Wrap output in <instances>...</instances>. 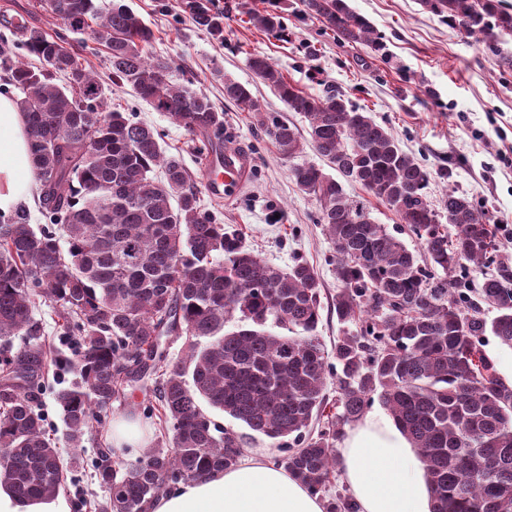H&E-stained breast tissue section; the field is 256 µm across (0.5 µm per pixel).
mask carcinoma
<instances>
[{"mask_svg": "<svg viewBox=\"0 0 512 512\" xmlns=\"http://www.w3.org/2000/svg\"><path fill=\"white\" fill-rule=\"evenodd\" d=\"M43 2L68 30H90L109 49L112 79L198 137L199 152L222 140L224 110L175 83L171 60L147 56L153 32L121 0L104 11L94 0ZM301 2L337 41L384 52L347 0ZM266 3L261 10L243 4L242 14L288 39L281 0ZM421 3L491 49L500 33L512 32L503 0ZM182 10L195 28L224 41V15L212 0H182ZM0 27V94L16 98L27 117L45 220L33 227L23 206L0 214V342L38 334L37 301L57 306L62 335L78 338L74 378L54 392L73 448L124 388L150 379L167 423L165 441L134 461L114 464L100 453L95 471L108 498L98 512H147L166 489L238 463L242 436L213 420L203 402L273 440L278 463L324 492L341 469L336 442L344 426L376 399L422 457L432 512H512V383L481 350L489 333L512 349V267L475 200L450 190L435 209L431 171L365 109L334 89L304 94L269 58L249 57L288 111L307 119L309 142L341 176L313 164L291 170L298 190L318 203L333 249L340 288L332 307L341 328L329 353L317 332L322 283L312 266L274 267L226 232L180 157L165 153L160 132L104 106L69 41L22 19L1 18ZM57 74L66 87L53 83ZM224 99L253 114L281 159L301 152L297 129L262 112L244 84L224 77ZM345 181L388 205L425 258L374 223ZM442 213L455 227L451 237L447 223L436 222ZM472 265L496 266L480 292L498 309L490 322L463 288ZM178 339L186 355L173 360L166 343ZM42 362L37 343L0 358V448L7 450L0 486L21 499L52 497L75 482L38 408ZM331 379L340 412L315 432ZM326 512L356 510L338 491Z\"/></svg>", "mask_w": 512, "mask_h": 512, "instance_id": "cac0c4a2", "label": "carcinoma"}]
</instances>
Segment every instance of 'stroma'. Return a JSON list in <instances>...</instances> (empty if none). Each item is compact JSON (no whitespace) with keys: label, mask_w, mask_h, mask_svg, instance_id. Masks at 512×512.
<instances>
[{"label":"stroma","mask_w":512,"mask_h":512,"mask_svg":"<svg viewBox=\"0 0 512 512\" xmlns=\"http://www.w3.org/2000/svg\"><path fill=\"white\" fill-rule=\"evenodd\" d=\"M124 2L154 32L147 55L173 58L179 67L173 75L176 82L206 93L222 106L224 127L234 133L231 148L249 156L250 169L239 191L229 199L202 192L205 207L268 263L285 268L299 260L316 269L324 304L318 331L326 345H333L339 333L330 309L339 283L332 246L317 222L318 206L298 190L291 176L293 163L278 157L249 113L225 102L224 77L246 85L262 111L299 132H306L308 122L288 111L274 90L253 73L248 65L251 54H265L306 93L320 95L333 85L367 109L375 122L392 132L404 152L433 170L428 187L432 204L456 190L482 204L486 223L512 226V70L498 65L499 54L512 55V32L500 34L498 49L492 52L425 10L420 0H349L351 9L371 22L385 44V54L379 55L363 45L337 42L321 22L302 15L300 0H288L291 36L285 42L256 29L238 11H225V0H213L214 10L225 13L220 42L183 17L181 0ZM1 14L23 17L50 36L61 35L82 46L81 63L97 77L106 107L136 113L139 120L156 126L166 153L180 155L192 179L202 180L206 158L194 149L191 134L138 99L128 85L113 81L105 47L88 49V33L68 31L40 0H0ZM311 47L316 50L312 56L307 53ZM441 168L447 169V178L437 177ZM34 318L41 328L36 341L46 351L43 380L51 384L66 378L63 360L73 356L77 339L61 335L51 304L37 305ZM43 403L49 436L63 462L79 459L77 476L92 502L108 496L95 475L100 452H111L116 460L139 455L135 448H113V420L128 418L146 425L147 447L161 440L165 430L157 396L138 390L113 402L81 447L73 448L52 397H44Z\"/></svg>","instance_id":"35a3bbf8"}]
</instances>
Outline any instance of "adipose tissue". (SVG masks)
Segmentation results:
<instances>
[{"label": "adipose tissue", "mask_w": 512, "mask_h": 512, "mask_svg": "<svg viewBox=\"0 0 512 512\" xmlns=\"http://www.w3.org/2000/svg\"><path fill=\"white\" fill-rule=\"evenodd\" d=\"M29 143L23 113L0 96L1 213L30 196ZM338 451L357 512H431L423 460L392 419L366 413L347 429ZM149 512H325V502L283 466L247 456L232 469L209 471L161 493Z\"/></svg>", "instance_id": "obj_1"}]
</instances>
